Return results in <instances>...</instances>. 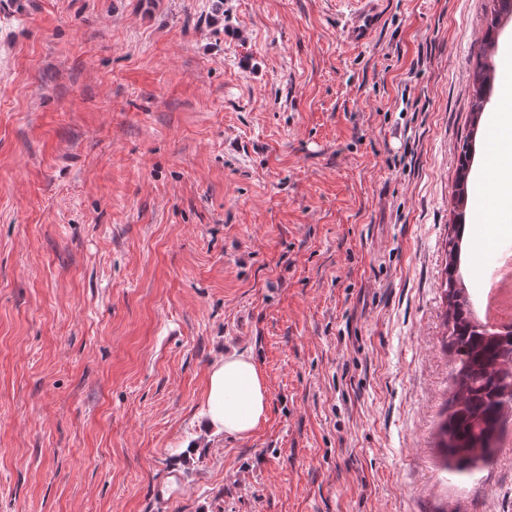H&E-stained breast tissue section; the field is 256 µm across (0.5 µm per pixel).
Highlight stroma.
Masks as SVG:
<instances>
[{"label":"stroma","instance_id":"stroma-1","mask_svg":"<svg viewBox=\"0 0 512 512\" xmlns=\"http://www.w3.org/2000/svg\"><path fill=\"white\" fill-rule=\"evenodd\" d=\"M12 0L0 8V512H512V456L460 477L447 239L471 302L506 189L470 120L490 0ZM266 421L188 447L212 364ZM380 0H347L353 4L345 18V39L357 46L368 44L374 37L381 21ZM185 478L179 467L171 466L153 482L150 498L162 509L172 510L173 505L181 497Z\"/></svg>","mask_w":512,"mask_h":512}]
</instances>
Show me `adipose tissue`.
I'll return each mask as SVG.
<instances>
[{
  "label": "adipose tissue",
  "mask_w": 512,
  "mask_h": 512,
  "mask_svg": "<svg viewBox=\"0 0 512 512\" xmlns=\"http://www.w3.org/2000/svg\"><path fill=\"white\" fill-rule=\"evenodd\" d=\"M267 410V384L251 356L234 353L211 366L201 412L206 436L249 438Z\"/></svg>",
  "instance_id": "ef3b65f1"
}]
</instances>
